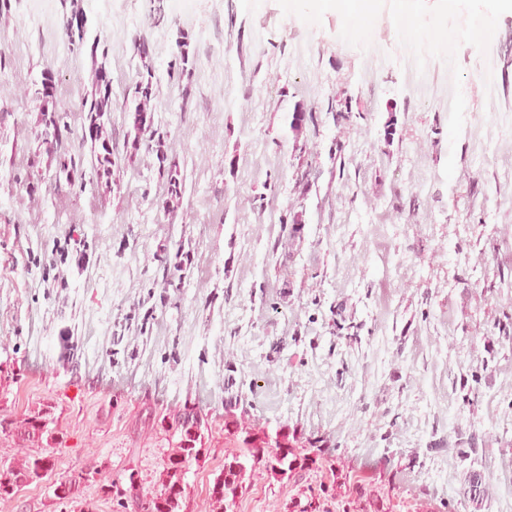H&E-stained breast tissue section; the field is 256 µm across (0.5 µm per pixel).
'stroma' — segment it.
<instances>
[{
	"label": "stroma",
	"instance_id": "stroma-1",
	"mask_svg": "<svg viewBox=\"0 0 512 512\" xmlns=\"http://www.w3.org/2000/svg\"><path fill=\"white\" fill-rule=\"evenodd\" d=\"M162 5L159 21L149 0L83 2L109 52L114 183L79 194L44 166L28 195L24 90L51 75L76 152L91 49L68 50L59 0L0 12V419L49 402L64 436L53 471L0 512H113L109 481L131 501L158 488L160 421L188 402L213 425L185 512H212L228 375L258 428L325 449L288 480L256 469L229 512H339L334 467L397 512H512V12L487 53L457 52L453 145L450 70L429 59L419 86L389 12L362 50L334 11L308 25L277 0ZM181 30L196 62L172 77ZM142 38L152 129L180 169L172 208L155 154L129 144ZM180 246L191 265L163 284L156 257ZM78 470L103 478L57 500Z\"/></svg>",
	"mask_w": 512,
	"mask_h": 512
}]
</instances>
